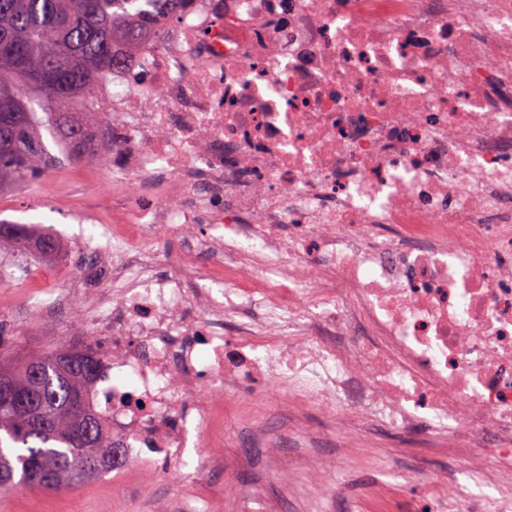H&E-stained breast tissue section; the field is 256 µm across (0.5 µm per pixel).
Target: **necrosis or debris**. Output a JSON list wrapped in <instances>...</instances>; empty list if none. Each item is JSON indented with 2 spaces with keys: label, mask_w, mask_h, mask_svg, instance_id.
Wrapping results in <instances>:
<instances>
[{
  "label": "necrosis or debris",
  "mask_w": 512,
  "mask_h": 512,
  "mask_svg": "<svg viewBox=\"0 0 512 512\" xmlns=\"http://www.w3.org/2000/svg\"><path fill=\"white\" fill-rule=\"evenodd\" d=\"M90 101L112 161L90 335L122 476L206 445L261 389L351 451L296 512H401L384 428L422 439L435 512H512V0H157ZM183 248L161 271L162 246ZM370 472L351 485L356 464ZM489 488L476 499L470 485Z\"/></svg>",
  "instance_id": "4bbe7bcc"
}]
</instances>
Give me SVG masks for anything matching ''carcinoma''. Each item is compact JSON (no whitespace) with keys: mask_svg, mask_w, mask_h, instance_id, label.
I'll return each instance as SVG.
<instances>
[{"mask_svg":"<svg viewBox=\"0 0 512 512\" xmlns=\"http://www.w3.org/2000/svg\"><path fill=\"white\" fill-rule=\"evenodd\" d=\"M120 0H0V195L40 180L49 166L31 100L41 102L56 141L76 162L98 156L100 145L85 113L70 107L88 99L96 76L123 63L121 47L146 30L115 11ZM64 250L37 224L0 222V259ZM106 354L95 339L82 349L57 347L19 364L0 363V385L33 392L41 422L0 400V490L21 483L45 491L76 488L122 466L103 417L90 402ZM81 393L74 408L72 395ZM90 425V433L77 432Z\"/></svg>","mask_w":512,"mask_h":512,"instance_id":"cac0c4a2","label":"carcinoma"}]
</instances>
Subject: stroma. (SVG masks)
I'll return each instance as SVG.
<instances>
[{
	"mask_svg": "<svg viewBox=\"0 0 512 512\" xmlns=\"http://www.w3.org/2000/svg\"><path fill=\"white\" fill-rule=\"evenodd\" d=\"M70 194L78 205L74 216L58 213L54 206L51 178L21 187L17 192L0 197V220L22 224H38L65 243V258L80 281L90 288H104L108 277L97 267L92 256L82 253V239L97 236L94 210L103 201L95 189L83 180L69 184ZM82 294H75L69 308L55 320L39 316L35 308L25 304L22 296L11 288H0V326L9 335L15 355L37 354L54 346H72L75 336L85 334ZM223 439L213 440L212 455L222 458L221 467L212 471L204 483H197L192 462L176 469L158 464L161 479L152 476L125 479L113 487L111 476H104L82 487L50 493L19 486L0 492V512H112L113 498H120L124 512H180L183 497L203 488L217 504L220 512H241L240 489H260L269 499L280 500V512H292L290 502L281 501V489L271 475L272 463L266 458L247 421H225Z\"/></svg>",
	"mask_w": 512,
	"mask_h": 512,
	"instance_id": "stroma-1",
	"label": "stroma"
}]
</instances>
